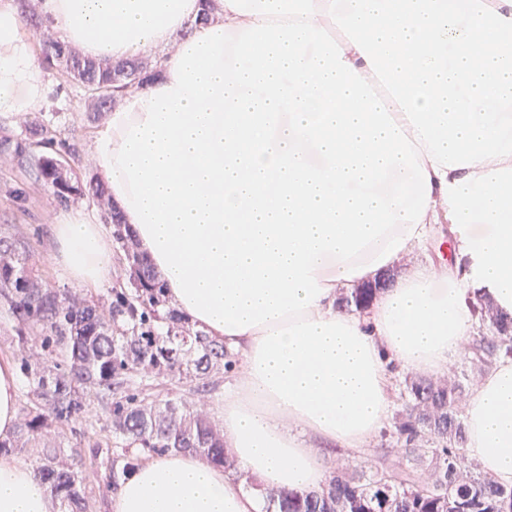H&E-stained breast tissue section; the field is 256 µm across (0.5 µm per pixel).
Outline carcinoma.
Returning <instances> with one entry per match:
<instances>
[{"label":"carcinoma","instance_id":"carcinoma-1","mask_svg":"<svg viewBox=\"0 0 512 512\" xmlns=\"http://www.w3.org/2000/svg\"><path fill=\"white\" fill-rule=\"evenodd\" d=\"M16 2L25 27L38 31L42 19L33 0ZM39 54L45 69L65 67L81 88L90 122L153 72V65L138 59H87L54 38L40 41ZM24 131L33 146L28 164L59 202L104 198L98 178L72 177L64 169L65 158L81 162L75 144L29 115ZM57 144L55 156L37 152ZM101 212L112 225L118 268L112 288L96 301L44 286L28 242L0 230V306L14 322V359L25 383L19 423L12 436H0V454L36 450L32 472L58 501V512H90L84 476L89 468L109 490L145 458L169 452H194L234 467L203 404L219 397L224 370L232 366L224 343L175 315L121 213L113 206ZM390 281L386 274L354 288L339 304L364 310ZM477 319L489 334L473 337L467 348L466 360L476 372L512 356V318L485 301ZM164 381L183 391L160 396ZM463 390L457 378L405 379L403 408L382 431L403 443L401 463L370 473L360 464H343L320 493H269L267 512H508L512 488L481 473L464 453ZM65 427L75 436L67 453L56 441Z\"/></svg>","mask_w":512,"mask_h":512}]
</instances>
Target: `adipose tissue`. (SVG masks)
Masks as SVG:
<instances>
[{
    "mask_svg": "<svg viewBox=\"0 0 512 512\" xmlns=\"http://www.w3.org/2000/svg\"><path fill=\"white\" fill-rule=\"evenodd\" d=\"M96 61L157 58L90 147L95 173L174 308L235 365L219 411L234 470L189 452L146 459L110 512H261L245 489L319 492L325 451L367 447L393 414L390 364L445 374L474 309L512 317V0H41ZM15 0H0V115L49 85ZM455 262L416 265L364 311L341 289L443 236ZM52 258L111 284L112 240L63 213ZM0 361V436L18 422ZM465 453L512 486V358L464 405ZM0 512H57L0 455Z\"/></svg>",
    "mask_w": 512,
    "mask_h": 512,
    "instance_id": "obj_1",
    "label": "adipose tissue"
}]
</instances>
